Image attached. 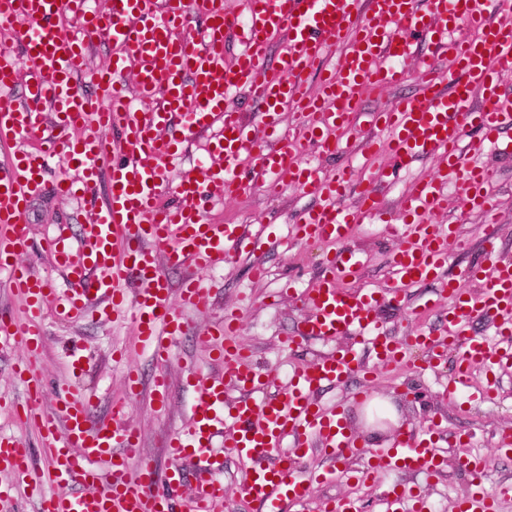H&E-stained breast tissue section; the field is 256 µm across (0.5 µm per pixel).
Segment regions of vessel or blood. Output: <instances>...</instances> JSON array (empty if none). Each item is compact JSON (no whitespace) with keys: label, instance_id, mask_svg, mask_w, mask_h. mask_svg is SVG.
<instances>
[{"label":"vessel or blood","instance_id":"1","mask_svg":"<svg viewBox=\"0 0 512 512\" xmlns=\"http://www.w3.org/2000/svg\"><path fill=\"white\" fill-rule=\"evenodd\" d=\"M417 4L240 0L234 12L224 0H112L111 9L100 13L86 10L85 0H0V33L12 39L0 46V88L20 82L25 96L23 107L0 105V145L33 137L48 121L59 130L47 148L0 165V271H8L25 302L22 318L0 316V349L20 345L30 356L19 370L31 392L18 417L43 430L40 452L46 462L36 468L30 448L1 434L0 505L18 482L40 497L42 512H225L232 491L210 462L220 447L247 462L241 492L261 512H284L288 503L302 507L321 479L305 465L311 451L322 449L343 463L356 453L340 424L339 408L322 405L316 395L365 371L358 344L370 343L383 368L409 363L414 348L434 357L455 348L457 368L446 386L452 398L469 385L476 366L490 368L512 359V262L497 258L491 243L485 247L486 265L472 271L478 290L449 308L443 335L420 330L390 336L379 322L382 296L398 300L405 284L437 279L447 261L454 230L427 221L444 208L447 172L456 173L471 208L493 214L487 188L495 171L466 162L467 128H479L483 144L495 146L502 130L512 126V109L496 91L499 75L512 72V23L487 21L483 0H429L424 12ZM66 12L77 20V34L56 24ZM230 38L239 50L229 63L224 43ZM97 39L111 46L112 55L106 67L94 70L89 51ZM422 39L433 50L413 57L411 47ZM275 41L281 50L273 60L268 48ZM446 54L452 57L448 68L442 64ZM330 57L336 63L329 68ZM410 58L425 73L423 93L378 114L386 150L404 167L424 155L438 156L444 171L419 178L402 198V243L384 292L344 288L360 266L351 252L334 257L306 290L311 314L302 336L345 337L347 346L296 368L286 393L273 399L263 393L268 376L252 364L250 351L237 338L238 315L225 313L202 333L209 372L188 370L194 404L183 427L165 438L167 486L157 493L152 490L157 471L142 454L140 435L128 424L123 402L114 404L111 418H94L90 393L66 381L55 412L43 410L32 359L42 350L46 308L63 322L130 312L156 362L170 361L188 326V312L211 304L202 272L223 266L259 241L245 225L212 224L201 216L211 197L246 191L243 163H251L271 194L291 184L319 197L317 208L301 214L297 240H342L373 214V187L364 189L358 204L344 203L350 172L324 175L301 155L342 152L341 133L363 92L399 83L401 66ZM130 70L136 80L129 86L123 77ZM451 70L461 79L448 95L440 86ZM242 92L261 112L265 129L275 133L274 141L262 143L248 133L235 104ZM287 111L304 120L293 137L279 132ZM74 129L79 137H71ZM193 139L203 142L205 161L170 181V165ZM51 156L69 170L55 184L58 195L87 199L104 172L111 183L108 202L91 207L76 243H69L66 225L56 227L50 260L66 280L62 288L50 287L18 261L30 248L28 205L45 181ZM166 186L172 187L174 202L163 201ZM171 268L184 270L180 285H172ZM487 317L500 321L496 339L473 329ZM287 439L292 442L288 448L283 445ZM367 455L368 466L355 472L356 480L399 468L430 476L444 462L431 442L415 435ZM194 458L200 465L192 491L176 504L184 464ZM461 466L471 492L456 501L454 512H498L512 488L486 492L482 455L466 456Z\"/></svg>","mask_w":512,"mask_h":512}]
</instances>
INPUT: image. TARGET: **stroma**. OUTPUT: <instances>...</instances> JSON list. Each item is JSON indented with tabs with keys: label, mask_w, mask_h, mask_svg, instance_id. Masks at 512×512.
I'll list each match as a JSON object with an SVG mask.
<instances>
[{
	"label": "stroma",
	"mask_w": 512,
	"mask_h": 512,
	"mask_svg": "<svg viewBox=\"0 0 512 512\" xmlns=\"http://www.w3.org/2000/svg\"><path fill=\"white\" fill-rule=\"evenodd\" d=\"M424 78L415 66H408L401 85L366 91L360 101L345 137L349 150L345 158L320 157L309 153L308 158L321 163L327 173H335L341 160H350L361 168L364 176L375 179L379 186L377 203L384 213L383 220L370 219L355 225L345 243H300L293 241L290 231L299 214L318 205L315 196L304 194L295 186H286L276 197L269 196L260 184H251L246 193L228 199L217 198L204 211L205 220L221 224L266 225L262 245L235 257L230 265L203 273L205 283L213 293V308L208 312L189 313L195 329L214 324L224 314L225 307L235 305L243 295L251 303L241 312L240 341L249 349L254 364L270 374L273 391L282 390L293 367L312 363L336 350L333 341L314 338L302 339L295 347L284 345L283 339L297 335L308 309L301 300L304 291L325 270L327 256L348 248L358 252L363 267L358 279L346 281V288H385L391 275V260L400 241L395 233L386 231V224H399L400 201L411 183L422 176L437 172L439 160L426 155L408 167H392L387 156L368 158L363 154L366 138L375 134L374 115L397 100L421 93ZM474 165L493 164L498 168L497 182L491 192V202L498 221L484 223L480 214L470 211L457 186L456 177L447 181V201L444 210L432 216L435 224L454 225L458 239L448 245L447 263L440 279L404 288L398 304L382 303L380 319L387 332L401 336L416 329L431 330L441 335L445 310L451 298L442 292V283L452 280L455 287L468 292L476 290L477 282L467 276L470 267L485 256L486 240H493L495 254L501 259H512V158L502 159L491 151L468 155ZM65 167L51 161L47 178L49 184L36 192L28 210L26 222L35 241L33 252L26 262L34 264L40 276L53 287L65 285L62 274L54 268L46 255V247L56 223L64 222L71 234H79L85 206L73 199L57 197L50 183L62 176ZM266 268L263 279H253V263ZM46 341L40 357V382L43 386L42 405L53 410L57 405L58 385L73 376L72 360H80L82 372L78 376L96 395L94 413L107 418L112 414V403L124 400L130 424L142 438V452L158 473H165L168 458L163 447L166 433L179 429L188 418L192 405V390L185 383L188 368H206L207 354L196 342L193 332L186 333L179 342L173 359L166 369L171 383L168 411H159L146 393L132 395L126 392L121 368L112 361L114 353H122L126 365L142 376L158 372V364L143 347L130 320L116 318L108 321L85 319L64 323L53 313L44 316ZM414 364L406 368H377L369 375H355L348 387L330 386L317 395L326 406H339L348 432L357 447L371 448L374 443L368 435L366 400L361 390L390 402L396 409V421H383L379 443L391 446L397 437L417 432L427 424H434L439 445L446 450V460L433 481H425L422 474L398 470L377 475L370 483L358 486L349 479V473L363 463L362 456H354L348 468L337 469L332 480L314 485L306 512H322V504L346 497L356 499L363 512H380V502L386 492L409 490L425 495L431 506L441 512L454 499L465 496L470 485L459 464V457L471 452L481 453L487 465V489L495 491L499 484H512V456L500 454L496 441L500 435L512 434V367L503 366L494 375H486L482 368H474L472 380L483 386L493 384L490 398L469 400L467 396L448 399L444 384L451 374L457 354L446 351L440 366L425 362L421 351H414ZM22 349L0 355V431L20 437L30 448H39L41 437L35 427L17 421L13 412L27 399V386L20 381L14 369L24 362Z\"/></svg>",
	"instance_id": "1"
}]
</instances>
